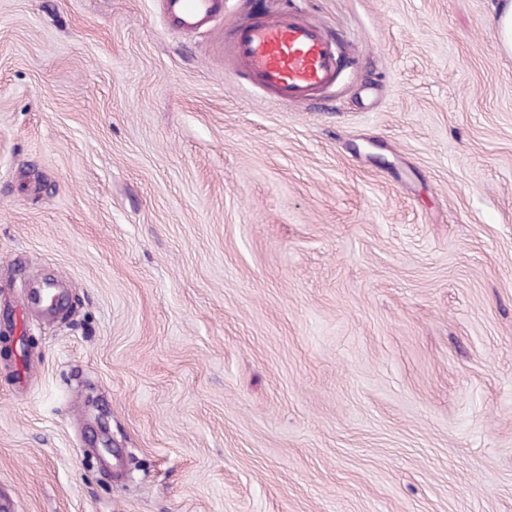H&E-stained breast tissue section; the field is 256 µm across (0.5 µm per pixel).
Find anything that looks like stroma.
Masks as SVG:
<instances>
[{"mask_svg":"<svg viewBox=\"0 0 512 512\" xmlns=\"http://www.w3.org/2000/svg\"><path fill=\"white\" fill-rule=\"evenodd\" d=\"M241 2L0 0V500L512 512L499 0H258L345 63L288 105ZM218 0H166V11L177 26L195 30L208 23L219 11Z\"/></svg>","mask_w":512,"mask_h":512,"instance_id":"1","label":"stroma"}]
</instances>
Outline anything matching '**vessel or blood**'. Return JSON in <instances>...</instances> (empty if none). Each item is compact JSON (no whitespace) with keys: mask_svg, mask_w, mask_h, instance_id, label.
Returning <instances> with one entry per match:
<instances>
[{"mask_svg":"<svg viewBox=\"0 0 512 512\" xmlns=\"http://www.w3.org/2000/svg\"><path fill=\"white\" fill-rule=\"evenodd\" d=\"M219 9L218 0H166L169 18L185 30L202 27ZM233 43L252 81L284 103L309 99L338 76L340 61L325 35L295 15L258 18Z\"/></svg>","mask_w":512,"mask_h":512,"instance_id":"vessel-or-blood-1","label":"vessel or blood"}]
</instances>
